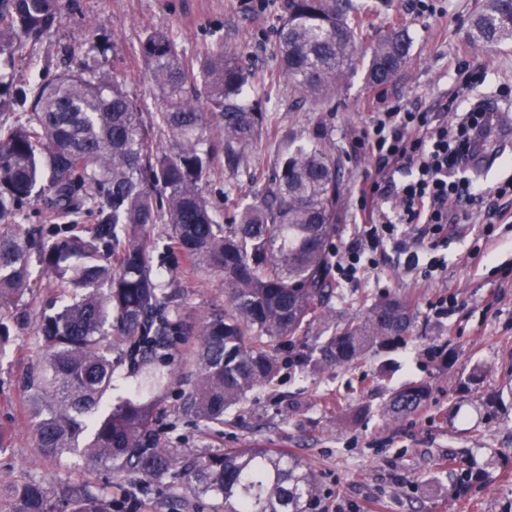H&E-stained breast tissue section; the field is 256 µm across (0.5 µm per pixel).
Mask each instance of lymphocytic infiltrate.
<instances>
[{
	"instance_id": "obj_1",
	"label": "lymphocytic infiltrate",
	"mask_w": 512,
	"mask_h": 512,
	"mask_svg": "<svg viewBox=\"0 0 512 512\" xmlns=\"http://www.w3.org/2000/svg\"><path fill=\"white\" fill-rule=\"evenodd\" d=\"M484 115L477 107L455 112L450 101L430 112L394 100L376 112L369 130L355 141L359 153L373 160L375 173L354 187L356 233L333 251L337 281L352 282L375 267L388 242L422 279L444 268L437 250L447 243L449 228L479 180L461 164L480 143ZM412 224L426 240L425 248L400 237V227Z\"/></svg>"
}]
</instances>
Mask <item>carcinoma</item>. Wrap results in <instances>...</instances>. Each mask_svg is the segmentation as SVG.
<instances>
[{
	"instance_id": "carcinoma-1",
	"label": "carcinoma",
	"mask_w": 512,
	"mask_h": 512,
	"mask_svg": "<svg viewBox=\"0 0 512 512\" xmlns=\"http://www.w3.org/2000/svg\"><path fill=\"white\" fill-rule=\"evenodd\" d=\"M76 0H0V60L10 65L28 43L57 28ZM277 32L281 68L259 76L222 45L187 58L176 37L148 31L141 59L163 102L151 118L168 137H151L120 81L91 66L68 69L17 92V121L0 127V313L38 287L32 241L20 219L34 198L40 223V274L53 279L56 301L40 311L45 365L32 372L34 431L42 458L80 448L95 463L159 484L184 474L198 496L224 499V512H307L317 498L312 473L299 459L270 448L186 454L161 440L155 395L172 380L155 360L176 339H193L198 373L183 410L204 427L249 393L271 387L279 352L306 332L329 294V256L336 238L337 171L332 150L288 140V150L258 200L233 205L207 199L203 185L222 167L248 165L262 134L280 133L276 116L244 100L258 83L270 97L286 82L304 100L324 105L355 64L365 37L352 0H285ZM473 39L512 41V0H487L471 18ZM410 42L397 26L372 45L367 83L386 87L405 66ZM167 225L172 249L224 279V309L188 321L172 305L182 287L161 291L148 263L155 224ZM410 304L384 295L362 315L328 328L319 346L328 366H348L374 345L410 331ZM128 359L136 394L109 402L115 365ZM423 382L392 396L387 413L418 411ZM107 493L88 482L61 490L36 479L0 490L8 512H104Z\"/></svg>"
}]
</instances>
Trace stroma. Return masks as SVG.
<instances>
[{
    "label": "stroma",
    "mask_w": 512,
    "mask_h": 512,
    "mask_svg": "<svg viewBox=\"0 0 512 512\" xmlns=\"http://www.w3.org/2000/svg\"><path fill=\"white\" fill-rule=\"evenodd\" d=\"M366 45L357 64L336 86L327 107L281 89L269 99L261 86L249 88L247 101L276 113L281 136H262L249 173L217 171L204 186L211 199L252 201L268 183L285 147L286 136L309 140L323 136L334 148L340 168L336 209L337 242L355 232L353 188L374 165L353 151L368 129L380 99L403 100L418 110H433L458 95L461 109L499 98L512 89V41L487 45L473 40L470 20L482 0H365ZM76 14L64 16L50 36L34 46L32 59H17L0 69V81L19 87L64 70V50L76 49L85 62L124 78L143 118L159 111L161 101L145 77L140 45L146 32H174L187 57L204 44H221L259 74L276 72L280 58L275 33L284 19L285 0H78ZM404 25L411 39L407 64L386 90L365 80L368 47L393 24ZM11 91L0 94V126L18 116ZM512 173V158L501 156L484 174L476 201L464 223L438 250L446 267L422 281L404 269L392 245H385L378 267L359 281L335 285L329 299L337 317L364 311L383 295L405 298L412 328L404 340L369 348L356 364L343 368L307 363L314 337L295 340L280 353L283 369L276 386L249 394L243 407L224 416L218 432L205 430L182 411L185 383L176 382L158 398L163 438L172 446L197 448H272L285 450L307 465L318 485L310 512H512V223L496 224L494 238L482 232L501 202L491 188ZM154 270L176 268L183 288L181 313L191 319L223 308L222 279L206 266L189 267L166 251L167 227L155 225ZM473 260L465 255L472 248ZM454 300L445 316L429 304L439 296ZM54 296L52 288L26 293L19 306L23 325L0 324V481L33 476L64 486L84 480L98 486L119 483L138 490L136 512H169L164 486L142 487L138 477L99 466L87 468L79 452L42 460L32 427L28 376L44 361L37 314ZM429 385L425 404L415 413L390 418L386 406L408 382Z\"/></svg>",
    "instance_id": "1"
}]
</instances>
